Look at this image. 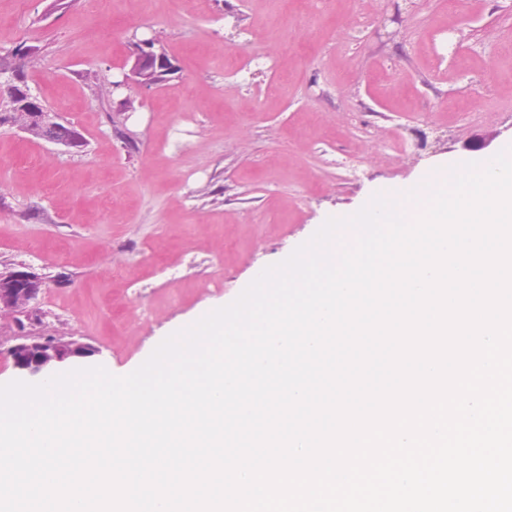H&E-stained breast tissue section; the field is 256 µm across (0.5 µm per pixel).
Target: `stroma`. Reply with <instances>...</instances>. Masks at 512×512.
<instances>
[{
  "mask_svg": "<svg viewBox=\"0 0 512 512\" xmlns=\"http://www.w3.org/2000/svg\"><path fill=\"white\" fill-rule=\"evenodd\" d=\"M51 2L0 0V59L38 47L27 85L84 143L0 126V272L44 281L26 330L88 342L116 374L328 218L475 158L469 143L488 140L491 155L512 142V0ZM155 35L175 74L103 97L132 37ZM236 47L273 53L275 69L237 83ZM187 113L184 151L162 152Z\"/></svg>",
  "mask_w": 512,
  "mask_h": 512,
  "instance_id": "stroma-1",
  "label": "stroma"
}]
</instances>
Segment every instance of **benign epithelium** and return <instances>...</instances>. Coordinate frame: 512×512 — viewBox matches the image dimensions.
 <instances>
[{
  "label": "benign epithelium",
  "instance_id": "1",
  "mask_svg": "<svg viewBox=\"0 0 512 512\" xmlns=\"http://www.w3.org/2000/svg\"><path fill=\"white\" fill-rule=\"evenodd\" d=\"M164 57L166 52L159 39L148 44L133 43V63L121 85L135 84L145 89L158 86L152 75V61ZM14 123L23 132L48 143L74 147L70 125L59 121L56 114L45 107L37 112L15 111ZM42 286V278L28 270L0 273V320L8 319L18 329L6 338L0 335V352L11 359L17 370L46 377L54 366L74 357L95 356L99 350L73 336L24 334L22 319L30 316L31 302L39 295Z\"/></svg>",
  "mask_w": 512,
  "mask_h": 512
}]
</instances>
